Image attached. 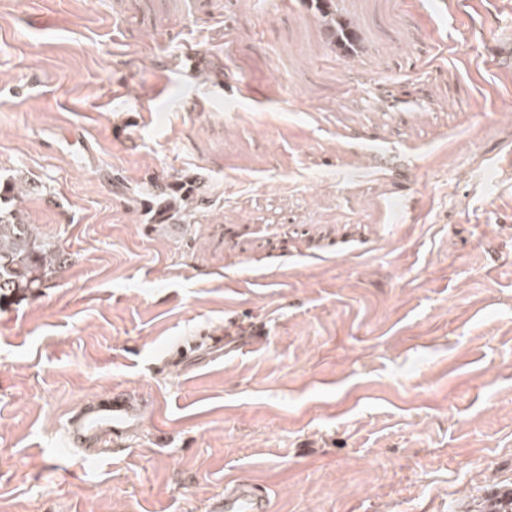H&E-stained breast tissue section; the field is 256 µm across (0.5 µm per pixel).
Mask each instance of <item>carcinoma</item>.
Listing matches in <instances>:
<instances>
[{
	"instance_id": "carcinoma-1",
	"label": "carcinoma",
	"mask_w": 512,
	"mask_h": 512,
	"mask_svg": "<svg viewBox=\"0 0 512 512\" xmlns=\"http://www.w3.org/2000/svg\"><path fill=\"white\" fill-rule=\"evenodd\" d=\"M311 3L329 33V42L354 46L356 33L336 21V0ZM34 190L41 186L22 175L0 181V307L53 287L52 279L65 262L63 253L35 232L18 207L23 196ZM209 203L197 179L190 175L153 183L143 200L153 224H193ZM463 512H512V478L486 488Z\"/></svg>"
}]
</instances>
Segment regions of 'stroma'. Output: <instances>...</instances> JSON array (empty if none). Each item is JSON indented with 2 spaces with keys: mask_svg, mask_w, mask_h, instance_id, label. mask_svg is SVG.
<instances>
[{
  "mask_svg": "<svg viewBox=\"0 0 512 512\" xmlns=\"http://www.w3.org/2000/svg\"><path fill=\"white\" fill-rule=\"evenodd\" d=\"M0 0V176L66 254L0 309V512H459L512 477V0ZM198 177L192 224L149 180ZM220 336L183 366L168 353ZM155 406L109 455L65 420ZM315 3V10L319 13L326 31L329 33V42L336 46L352 47L357 42L356 33L348 28L346 24L336 23V1L335 0H311V7ZM193 176L155 182L147 188L143 200L154 224H192L199 212L211 202ZM230 484L224 499L216 502L215 512H267L266 497L247 478L237 477Z\"/></svg>",
  "mask_w": 512,
  "mask_h": 512,
  "instance_id": "stroma-1",
  "label": "stroma"
}]
</instances>
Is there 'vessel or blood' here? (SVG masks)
<instances>
[{"mask_svg":"<svg viewBox=\"0 0 512 512\" xmlns=\"http://www.w3.org/2000/svg\"><path fill=\"white\" fill-rule=\"evenodd\" d=\"M150 409L134 404L120 390L93 398L81 412L68 419L65 427L67 444L82 447L89 443L112 441L137 426ZM216 512H267L268 501L247 478H235L217 501Z\"/></svg>","mask_w":512,"mask_h":512,"instance_id":"obj_1","label":"vessel or blood"}]
</instances>
